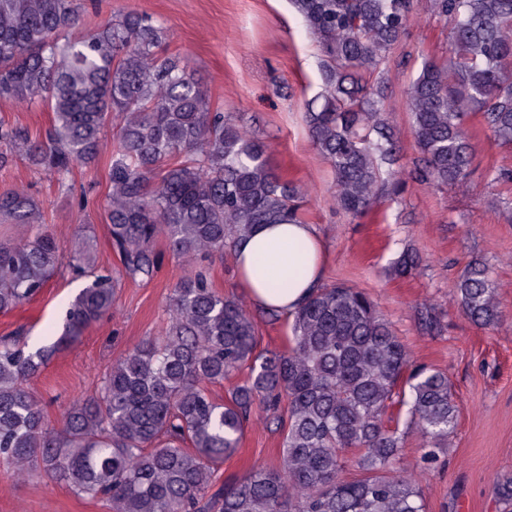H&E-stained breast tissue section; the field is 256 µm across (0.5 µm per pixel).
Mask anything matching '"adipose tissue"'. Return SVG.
I'll use <instances>...</instances> for the list:
<instances>
[{
	"label": "adipose tissue",
	"mask_w": 512,
	"mask_h": 512,
	"mask_svg": "<svg viewBox=\"0 0 512 512\" xmlns=\"http://www.w3.org/2000/svg\"><path fill=\"white\" fill-rule=\"evenodd\" d=\"M264 257L271 274L293 278L291 288H267L253 271L257 257ZM235 262L240 281L256 305L283 314L297 311L321 282L323 246L312 225L263 224L236 248Z\"/></svg>",
	"instance_id": "1"
}]
</instances>
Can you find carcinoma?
I'll return each mask as SVG.
<instances>
[{
	"label": "carcinoma",
	"instance_id": "obj_1",
	"mask_svg": "<svg viewBox=\"0 0 512 512\" xmlns=\"http://www.w3.org/2000/svg\"><path fill=\"white\" fill-rule=\"evenodd\" d=\"M323 54L326 90L306 123L333 169L336 209L361 214L408 178L463 182L473 148L465 124L479 112L512 144V0H431L452 21L450 65L423 66L407 92L423 165L399 164L382 85L388 54L417 12L414 0H293ZM71 0H0V99H38L52 112L45 138L0 119V168L13 152L63 177L110 148L108 221L128 275L152 278L151 244L183 258L234 252L258 224L299 222L302 191L276 173L267 148L210 107L186 58L160 56L168 30L126 12L78 41ZM113 143L102 140L108 117ZM0 214L25 226L0 241V311L37 295L55 274L61 246L37 224L26 190L0 194ZM90 244L73 269L88 283L65 312L60 336L26 349L0 339V462L17 474L41 469L112 512H426L422 490L402 475L405 433L437 461L458 424L448 375L413 364L374 301L347 286L321 287L293 314L287 349L255 354L257 329L244 305L190 272L174 288L163 334L134 345L95 394L75 402L59 429L27 387L51 359L112 310V274L90 265ZM420 256L402 253L406 276ZM463 313L481 326L501 318L481 264L458 288ZM251 373L216 401L209 386L244 365ZM272 412L282 435L274 467L253 466L224 482L218 465L239 448L253 412ZM362 477L347 479V467ZM512 512V477L494 484Z\"/></svg>",
	"mask_w": 512,
	"mask_h": 512
}]
</instances>
